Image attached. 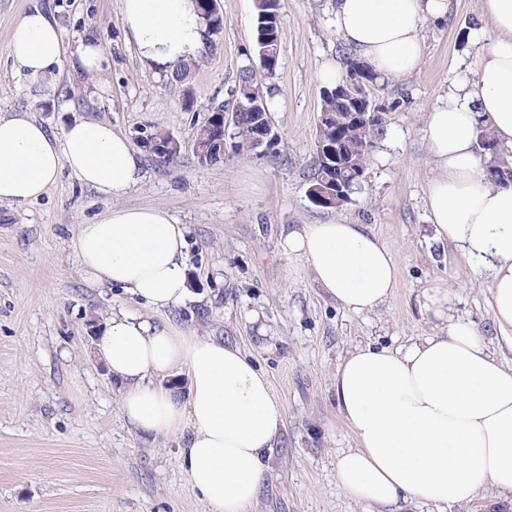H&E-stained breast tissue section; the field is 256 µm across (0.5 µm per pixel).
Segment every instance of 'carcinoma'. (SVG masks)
<instances>
[{
	"instance_id": "carcinoma-1",
	"label": "carcinoma",
	"mask_w": 512,
	"mask_h": 512,
	"mask_svg": "<svg viewBox=\"0 0 512 512\" xmlns=\"http://www.w3.org/2000/svg\"><path fill=\"white\" fill-rule=\"evenodd\" d=\"M253 6L255 37L252 48L256 50L255 56L258 57L264 49L275 52L280 48L281 4L280 0H253ZM338 53L345 63V75L338 85L322 90L317 133L322 139L338 140L341 153L360 167L370 160L371 153L385 135L386 126L372 130L349 122L347 110L336 98V90L346 82L353 81L360 92L374 100V91L379 88L380 76L348 48L340 46ZM261 94H268L263 88V82L254 79L250 65L242 66L238 80L230 90V96L235 102L234 111L238 112L233 145L237 152L257 149L258 131L252 126L250 112L253 111L255 97ZM475 134L477 151L483 159V169L487 170L484 180L494 185L512 183V166L509 165L512 150L497 143L488 121L483 117L477 119ZM214 135V125L209 121L205 122L195 139L199 148V153L196 154L198 161H203V155L211 154L215 147ZM338 177L354 188L358 186V178L352 170L345 169L340 172L336 170V166L328 167L318 158L315 160L310 183L330 189Z\"/></svg>"
}]
</instances>
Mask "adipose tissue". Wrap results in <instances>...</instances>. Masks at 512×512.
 Wrapping results in <instances>:
<instances>
[{"label": "adipose tissue", "instance_id": "ef3b65f1", "mask_svg": "<svg viewBox=\"0 0 512 512\" xmlns=\"http://www.w3.org/2000/svg\"><path fill=\"white\" fill-rule=\"evenodd\" d=\"M124 25L141 56L161 69L197 58L205 25L195 0H120ZM448 0H334L343 43L383 76L415 70L427 23L442 21ZM474 80L427 113L435 173L427 191L430 219L464 257L486 263L496 347L472 325L448 319L440 333L392 349L353 348L334 382L336 406L355 440L341 453L337 479L353 500L394 506L411 498L447 507L484 482L512 494V185L481 178L474 149L476 114L512 148V0H484L473 33ZM9 56L49 99L68 64L60 30L32 8L17 23ZM69 168L85 185L119 196L140 178L129 140L99 120L48 135L23 115L0 117V202L45 195ZM80 272L161 310L187 294L184 225L160 210L113 207L78 227ZM305 259L315 281L344 308L372 311L396 286L393 253L359 224H304L283 239ZM95 351L121 387L120 407L146 436H180L189 483L210 512H253L269 453L285 426L282 404L254 358L215 338L188 336L122 311L104 323ZM182 368L186 397L156 377Z\"/></svg>", "mask_w": 512, "mask_h": 512}]
</instances>
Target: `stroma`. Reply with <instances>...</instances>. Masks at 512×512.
<instances>
[{
	"label": "stroma",
	"mask_w": 512,
	"mask_h": 512,
	"mask_svg": "<svg viewBox=\"0 0 512 512\" xmlns=\"http://www.w3.org/2000/svg\"><path fill=\"white\" fill-rule=\"evenodd\" d=\"M34 4L56 21L66 49L90 39L106 58L97 73L64 70L42 101L8 55L13 26ZM281 4L280 58L267 97L271 143L206 165L193 142L212 104L234 108L228 90L253 39V0H220L216 46L197 58L184 86L140 57L120 0H0V117L28 115L53 136L76 120H104L134 146L158 129L181 144L165 163L142 154L140 181L116 198L65 168L39 199L0 203V512H209L182 467L183 438L139 436L123 417L119 388L91 351V318L133 311L253 356L286 414L254 512H378L336 480L338 454L356 442L336 410L334 378L357 345L395 348L436 333L441 320L420 306L426 289H449L450 314L492 336L483 263L436 238L426 206L434 173L427 111L453 83L474 77L471 32L481 0H448L447 18L424 32L418 67L384 79L382 97L401 105L359 189L331 210L310 200L308 172L321 107L317 73L340 40L332 0ZM118 204L153 207L184 225L183 303L158 312L122 289L84 281L78 227ZM331 222L364 225L394 254L397 286L378 309L343 308L304 259L284 254L288 231Z\"/></svg>",
	"instance_id": "stroma-1"
}]
</instances>
